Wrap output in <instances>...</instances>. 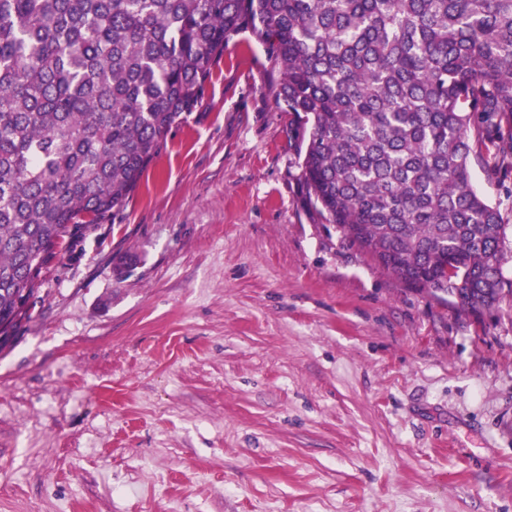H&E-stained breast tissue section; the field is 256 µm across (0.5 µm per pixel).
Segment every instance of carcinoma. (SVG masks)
Returning <instances> with one entry per match:
<instances>
[{
    "instance_id": "cac0c4a2",
    "label": "carcinoma",
    "mask_w": 512,
    "mask_h": 512,
    "mask_svg": "<svg viewBox=\"0 0 512 512\" xmlns=\"http://www.w3.org/2000/svg\"><path fill=\"white\" fill-rule=\"evenodd\" d=\"M246 33L311 209L462 312L512 296V235L471 177L512 172V0H0V349Z\"/></svg>"
}]
</instances>
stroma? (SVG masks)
I'll use <instances>...</instances> for the list:
<instances>
[{"instance_id":"35a3bbf8","label":"stroma","mask_w":512,"mask_h":512,"mask_svg":"<svg viewBox=\"0 0 512 512\" xmlns=\"http://www.w3.org/2000/svg\"><path fill=\"white\" fill-rule=\"evenodd\" d=\"M228 43L0 351V512H512V302L412 290L304 202ZM512 225V180L473 162Z\"/></svg>"}]
</instances>
